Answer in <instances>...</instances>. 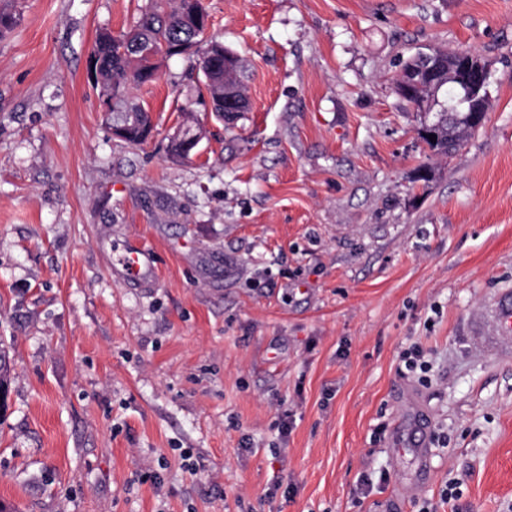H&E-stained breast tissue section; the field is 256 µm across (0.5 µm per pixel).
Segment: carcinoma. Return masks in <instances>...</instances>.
Returning a JSON list of instances; mask_svg holds the SVG:
<instances>
[{"label": "carcinoma", "mask_w": 512, "mask_h": 512, "mask_svg": "<svg viewBox=\"0 0 512 512\" xmlns=\"http://www.w3.org/2000/svg\"><path fill=\"white\" fill-rule=\"evenodd\" d=\"M195 11H205L202 0H150V6L127 31L116 37L106 30L98 33L91 52L100 57L101 68L92 88L106 99V122L111 126H126L125 141L144 143L141 134L152 126L150 111L131 96L130 87L157 80L161 61L173 56L170 49L175 45L182 46V55L190 51L197 53L202 74L200 92L206 93L216 109H221L220 101L228 92L242 101L239 111H246L241 59L230 51L216 49L220 41L193 22ZM16 24L13 0H0V37ZM117 37L125 41L126 52L119 51ZM422 63L421 52L410 55L402 63L397 88L407 103L426 105L430 114L429 133L436 135V140L426 136L423 141L434 153L446 155L473 134L476 127L461 120L457 113L444 110L448 105L459 104L463 98V92L448 86L446 72L441 71L432 79L415 77L414 71ZM9 376L8 350L0 340V410L5 408Z\"/></svg>", "instance_id": "obj_1"}]
</instances>
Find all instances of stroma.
Returning <instances> with one entry per match:
<instances>
[{"mask_svg":"<svg viewBox=\"0 0 512 512\" xmlns=\"http://www.w3.org/2000/svg\"><path fill=\"white\" fill-rule=\"evenodd\" d=\"M148 3L17 0L0 38V502L512 512V357L467 341L512 286V0H203L248 110L225 127L174 56L133 91L154 132L132 145L87 60ZM426 47L490 68L487 120L448 156L396 91ZM187 106L205 136L178 161ZM130 245L137 278L113 263ZM419 420L422 461L395 452ZM115 261L126 274L141 276L147 267L148 256L145 250L122 248L121 252L116 251Z\"/></svg>","mask_w":512,"mask_h":512,"instance_id":"stroma-1","label":"stroma"}]
</instances>
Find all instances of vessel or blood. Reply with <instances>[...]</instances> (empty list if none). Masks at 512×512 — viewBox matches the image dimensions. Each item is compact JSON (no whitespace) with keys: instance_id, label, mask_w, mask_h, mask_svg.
Instances as JSON below:
<instances>
[{"instance_id":"obj_1","label":"vessel or blood","mask_w":512,"mask_h":512,"mask_svg":"<svg viewBox=\"0 0 512 512\" xmlns=\"http://www.w3.org/2000/svg\"><path fill=\"white\" fill-rule=\"evenodd\" d=\"M115 260L126 274L143 275L148 262L146 251L122 249ZM468 338L476 352L485 356L512 355V289L495 292L474 316Z\"/></svg>"}]
</instances>
